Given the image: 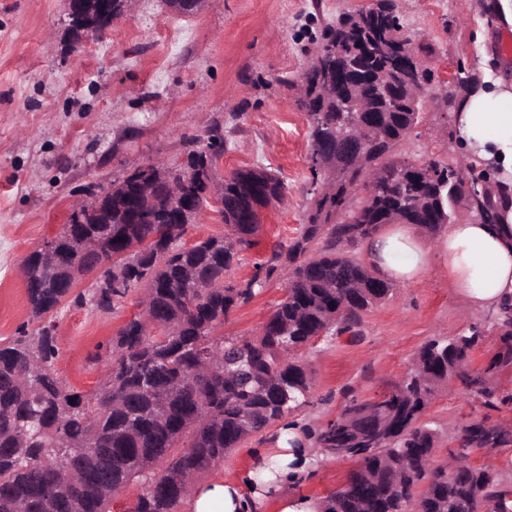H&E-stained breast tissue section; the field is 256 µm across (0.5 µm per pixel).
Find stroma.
<instances>
[{
    "instance_id": "1",
    "label": "stroma",
    "mask_w": 512,
    "mask_h": 512,
    "mask_svg": "<svg viewBox=\"0 0 512 512\" xmlns=\"http://www.w3.org/2000/svg\"><path fill=\"white\" fill-rule=\"evenodd\" d=\"M373 0H204L184 16L164 0H135L103 40L70 49L62 0H0V340L30 319L21 263L67 220L70 206L93 185L120 182L162 159L185 163L190 137L219 127L224 153L218 177L266 168L286 185L229 278H251L258 263L297 237L312 197L307 192L309 117L298 85L322 43V31ZM413 42L429 44L435 79L423 119L401 147L406 158L458 157L448 134V98H461L460 77L483 75L512 84V63L498 50L512 24L492 17L501 0H395ZM287 274L271 280L250 303L231 312L227 335L253 336L285 295ZM135 288L106 314L61 304L52 313L58 376L85 395L107 372L89 362L98 344L115 336L139 311ZM463 308L447 275L432 268L413 285L396 284L393 297L364 317L362 338L316 339L298 354L311 373L310 404L297 418L318 429L350 398L368 399L402 381L430 339L451 337L484 321ZM512 425V405L492 410L459 382L440 389L421 417L437 427V463L449 462L451 440L467 422ZM283 447L252 437L200 474V481L239 480L256 461L278 458ZM354 464L332 454L314 460L312 474L283 493L326 497L345 483ZM280 493V494H283ZM278 493L261 512H277Z\"/></svg>"
}]
</instances>
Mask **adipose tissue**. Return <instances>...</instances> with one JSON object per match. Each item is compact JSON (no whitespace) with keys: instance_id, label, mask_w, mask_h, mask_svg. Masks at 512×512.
Here are the masks:
<instances>
[{"instance_id":"1","label":"adipose tissue","mask_w":512,"mask_h":512,"mask_svg":"<svg viewBox=\"0 0 512 512\" xmlns=\"http://www.w3.org/2000/svg\"><path fill=\"white\" fill-rule=\"evenodd\" d=\"M455 125L463 157L488 163L495 171V185L512 188V85L486 82L456 113ZM366 257L382 278L404 284L420 281L431 264L440 265L470 311L495 313L512 303V212L500 224L470 216L433 238L412 224H388L367 241ZM312 458L305 445L296 451L295 468L272 473L257 463L264 479L249 494L236 481L195 484L189 512H259L267 494L295 481Z\"/></svg>"}]
</instances>
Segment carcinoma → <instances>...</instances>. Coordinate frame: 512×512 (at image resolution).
<instances>
[{"instance_id": "1", "label": "carcinoma", "mask_w": 512, "mask_h": 512, "mask_svg": "<svg viewBox=\"0 0 512 512\" xmlns=\"http://www.w3.org/2000/svg\"><path fill=\"white\" fill-rule=\"evenodd\" d=\"M99 0H85L84 21L70 28L78 41L94 26L106 24ZM323 47L304 72L301 106L310 121V189L314 206L287 250L273 253L249 279L226 275L253 245L254 224L239 217L250 205L253 185L275 199L285 186L264 169L238 170L221 181L225 232L191 247L182 245L188 225L153 202L169 172L149 168L125 177L112 199L85 202L87 237L112 235V287L95 282L89 293L69 288L90 257L79 247L72 227L54 237L68 256L50 266L36 250L26 257L31 282L26 286L32 321L0 345V512H110L114 492L137 481L143 491L135 512H178L195 477L251 436L273 425L296 448L304 441L330 453L346 451L357 464L346 482L325 500L319 512H512V485L472 456L509 444L506 432L475 420L450 451L458 466L434 461L437 429L421 416L440 388L458 380L487 408L512 402L500 396L488 374L512 368V306L493 315L503 330L488 367L471 370L470 354L484 338L476 322L451 339H432L418 352L414 370L380 404L351 398L336 419L314 430L290 419L310 404L311 378L295 361L313 340H356L364 316L390 299L394 283L378 276L356 249L383 226L413 224L434 235L453 219L450 188L477 179V164L467 169L453 161L397 158L399 148L420 122L419 112H380L378 90L405 92L404 59L398 43L414 56L427 46H411L395 0H378L328 25ZM356 61L374 77L327 92L334 84L336 56ZM351 96L366 111H342ZM375 140L372 155L356 165L347 160V185L331 193L323 175L342 162L351 137ZM336 144V159L321 153ZM183 176L189 192L204 199L224 136L212 129L193 136ZM512 196L490 191L471 201L472 214L486 224L501 220ZM288 283L283 300L252 337L218 333L231 311L251 302L283 265ZM145 286L142 317L131 318L107 344L108 371L86 398L58 377L59 354L52 328L41 320L62 302L114 310L130 290ZM164 473L156 476L157 467Z\"/></svg>"}]
</instances>
